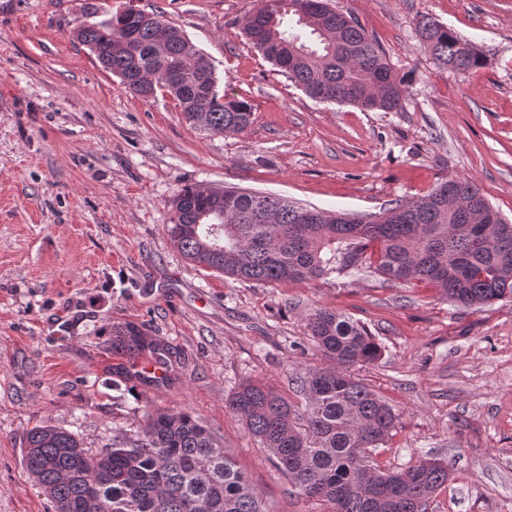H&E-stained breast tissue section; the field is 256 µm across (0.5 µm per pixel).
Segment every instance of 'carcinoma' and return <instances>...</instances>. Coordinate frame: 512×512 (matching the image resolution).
<instances>
[{"mask_svg": "<svg viewBox=\"0 0 512 512\" xmlns=\"http://www.w3.org/2000/svg\"><path fill=\"white\" fill-rule=\"evenodd\" d=\"M99 13V21L76 28V39L127 92L148 98L166 90L208 133L237 134L251 124V104L219 92L215 70L182 30L167 26L169 40L158 47L154 19L161 14L87 6L86 14ZM419 30L441 68L465 73L482 65L478 50L443 24L424 16ZM243 31L317 101L364 111L404 108L407 78L329 0H257ZM489 208L475 184L455 178L362 220L326 214L305 224L301 206L281 196L188 185L173 200L166 231L194 265L245 282L321 279L358 265L370 249L369 267L386 281L425 283L451 302L481 307L512 297V224L498 225L490 237L487 225L468 220ZM306 327L332 366L296 377L304 415L261 382L239 387L225 407L245 420L299 495L325 512H426L448 483V464L423 459L403 473L379 465L376 451L397 435L398 415L347 373L376 361L380 345L364 326L328 308L314 310ZM169 350L142 324L112 326V352L131 361L148 354L163 366ZM23 462L55 512H268L233 455L188 412L148 413L131 446L99 452L70 432L38 426L27 433Z\"/></svg>", "mask_w": 512, "mask_h": 512, "instance_id": "1", "label": "carcinoma"}]
</instances>
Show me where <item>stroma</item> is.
Returning a JSON list of instances; mask_svg holds the SVG:
<instances>
[{
    "mask_svg": "<svg viewBox=\"0 0 512 512\" xmlns=\"http://www.w3.org/2000/svg\"><path fill=\"white\" fill-rule=\"evenodd\" d=\"M159 10L248 100L239 134L190 124L166 92L127 93L73 31L85 0H0V512H53L22 460L50 424L100 450L131 440L145 410L201 418L269 512H322L296 493L224 397L249 381L295 403L291 381L328 366L305 323L318 308L382 346L352 377L400 429L377 459L449 464L427 512H512V298L482 308L365 267L303 283L241 282L191 264L165 231L187 185L377 213L451 178L471 180L512 220V0H333L408 78L400 112L319 102L243 34L256 0H94ZM427 15L481 52L441 69L417 30ZM132 321L173 355L156 382L112 383L110 331Z\"/></svg>",
    "mask_w": 512,
    "mask_h": 512,
    "instance_id": "1",
    "label": "stroma"
}]
</instances>
